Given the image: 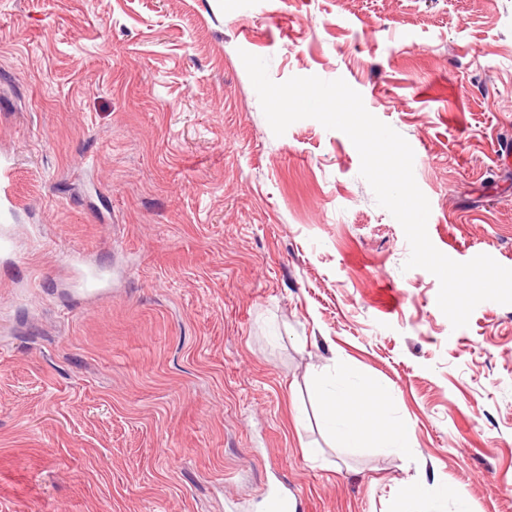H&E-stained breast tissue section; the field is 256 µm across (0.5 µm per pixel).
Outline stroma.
Segmentation results:
<instances>
[{
    "label": "stroma",
    "instance_id": "obj_1",
    "mask_svg": "<svg viewBox=\"0 0 512 512\" xmlns=\"http://www.w3.org/2000/svg\"><path fill=\"white\" fill-rule=\"evenodd\" d=\"M244 51L344 79L433 245L512 267V0H0V512H262L277 476L305 512H512V305L453 328L351 140L275 136ZM343 364L410 454L333 448L308 384ZM16 172L8 159L0 160V208L12 205L15 200ZM70 267L79 275L75 280L77 290L82 292L85 297L91 298L98 294L96 288H91L94 283L100 279V275L89 268L79 255H72L70 258Z\"/></svg>",
    "mask_w": 512,
    "mask_h": 512
}]
</instances>
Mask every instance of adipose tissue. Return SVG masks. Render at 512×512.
Listing matches in <instances>:
<instances>
[{
  "instance_id": "1",
  "label": "adipose tissue",
  "mask_w": 512,
  "mask_h": 512,
  "mask_svg": "<svg viewBox=\"0 0 512 512\" xmlns=\"http://www.w3.org/2000/svg\"><path fill=\"white\" fill-rule=\"evenodd\" d=\"M354 373L342 366L333 383L315 380L311 389L322 405L323 424L335 447L354 452L380 439L387 452L402 454L409 447L406 426L381 420L377 411L392 394V387L379 382L365 387L361 393L352 390Z\"/></svg>"
}]
</instances>
